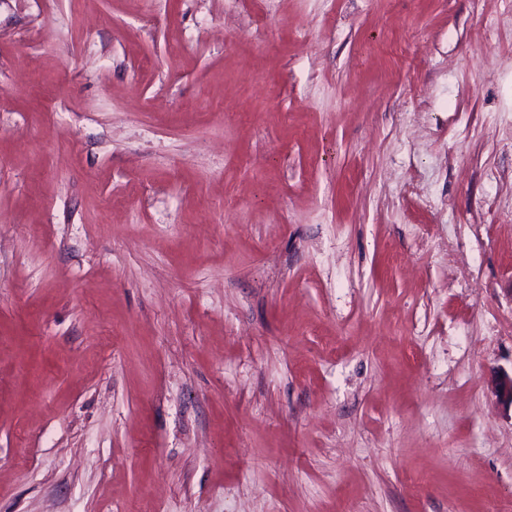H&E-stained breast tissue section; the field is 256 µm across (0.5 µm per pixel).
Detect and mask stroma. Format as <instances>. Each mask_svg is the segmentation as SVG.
Instances as JSON below:
<instances>
[{
  "mask_svg": "<svg viewBox=\"0 0 512 512\" xmlns=\"http://www.w3.org/2000/svg\"><path fill=\"white\" fill-rule=\"evenodd\" d=\"M512 0H0V512H512Z\"/></svg>",
  "mask_w": 512,
  "mask_h": 512,
  "instance_id": "obj_1",
  "label": "stroma"
}]
</instances>
